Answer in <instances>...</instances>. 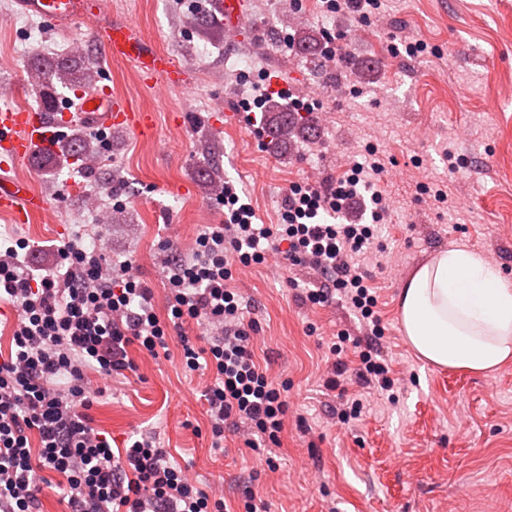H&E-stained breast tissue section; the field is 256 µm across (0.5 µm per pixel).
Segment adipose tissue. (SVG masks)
Masks as SVG:
<instances>
[{
  "label": "adipose tissue",
  "instance_id": "adipose-tissue-1",
  "mask_svg": "<svg viewBox=\"0 0 512 512\" xmlns=\"http://www.w3.org/2000/svg\"><path fill=\"white\" fill-rule=\"evenodd\" d=\"M400 320L407 343L433 365L489 372L512 360V281L468 248L442 250L415 270Z\"/></svg>",
  "mask_w": 512,
  "mask_h": 512
}]
</instances>
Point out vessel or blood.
Returning <instances> with one entry per match:
<instances>
[{
	"label": "vessel or blood",
	"instance_id": "obj_1",
	"mask_svg": "<svg viewBox=\"0 0 512 512\" xmlns=\"http://www.w3.org/2000/svg\"><path fill=\"white\" fill-rule=\"evenodd\" d=\"M209 12L222 16L226 29L236 30L247 14L246 0H207ZM21 13L63 30L87 12L104 8L103 0H16ZM94 37L107 55L134 62L140 80L148 86L159 82H180L182 70L167 55L157 53L137 37L132 25L121 18L108 17L96 28ZM83 115L97 119L107 126L126 125L143 128L147 115L133 111L111 89L82 95ZM62 122L57 113L29 109L0 108V158L6 166L27 159L36 150L56 151L63 136ZM44 208L42 197L21 179L0 180V213L9 214L16 223L31 221Z\"/></svg>",
	"mask_w": 512,
	"mask_h": 512
}]
</instances>
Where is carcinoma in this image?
<instances>
[{
	"label": "carcinoma",
	"mask_w": 512,
	"mask_h": 512,
	"mask_svg": "<svg viewBox=\"0 0 512 512\" xmlns=\"http://www.w3.org/2000/svg\"><path fill=\"white\" fill-rule=\"evenodd\" d=\"M294 46L298 52L315 68L320 67L317 48L314 38L302 32L294 38ZM27 70L34 83L44 89L43 107L46 111H53V101L57 97L58 89L81 87L93 90L97 86L95 74L98 73L97 63L91 61L81 70L77 71L71 66L68 58H35L27 66ZM273 117L270 130L275 143H284L298 136L302 124L294 117L288 106L274 103L269 106ZM97 153L96 140L80 133L73 135L72 140L64 147L59 160L68 163V160L86 162Z\"/></svg>",
	"instance_id": "carcinoma-1"
}]
</instances>
